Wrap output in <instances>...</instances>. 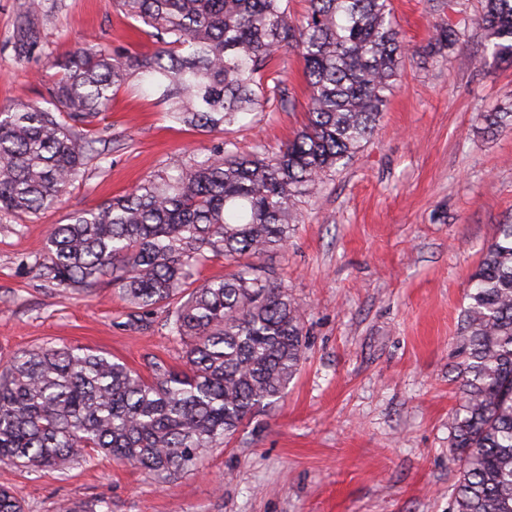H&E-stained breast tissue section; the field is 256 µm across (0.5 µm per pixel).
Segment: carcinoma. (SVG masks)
<instances>
[{
	"label": "carcinoma",
	"mask_w": 512,
	"mask_h": 512,
	"mask_svg": "<svg viewBox=\"0 0 512 512\" xmlns=\"http://www.w3.org/2000/svg\"><path fill=\"white\" fill-rule=\"evenodd\" d=\"M149 28L143 55L96 44L55 70L41 104L0 108V213L37 215L58 206L104 155L95 126L133 75L158 91L170 119L224 133L286 105L274 56L302 59L306 121L275 154L258 142L239 154L224 141L128 193L72 213L49 233L43 275L81 292L112 274L138 310L171 307L184 369L153 365L146 378L104 354L68 346L25 350L0 364V464L64 472L104 454L165 483L232 437L254 407L279 400L306 348L300 305L258 261L288 245L311 186L344 165L372 133L399 76L406 47L391 0H108ZM474 23L488 51L512 64V0H485ZM39 37L16 31L19 61ZM489 130L512 111L483 112ZM230 272L190 289L205 253ZM455 338L458 404L448 417L459 462L452 512H512V224L499 225L475 272ZM0 512H24L0 488Z\"/></svg>",
	"instance_id": "obj_1"
}]
</instances>
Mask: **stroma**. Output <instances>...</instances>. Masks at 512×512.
I'll return each mask as SVG.
<instances>
[{
    "label": "stroma",
    "instance_id": "1",
    "mask_svg": "<svg viewBox=\"0 0 512 512\" xmlns=\"http://www.w3.org/2000/svg\"><path fill=\"white\" fill-rule=\"evenodd\" d=\"M28 3L0 0V105L40 101L45 54L63 58L86 41L154 48L106 0H38L32 14ZM392 8L408 55L372 135L303 197L287 248L261 261L303 308L305 359L284 397L170 483L105 456L63 474L0 465V486L26 512L101 499L112 512H451L453 338L471 272L512 223V128L484 133L479 115L512 105V66L487 53L472 23L482 0ZM24 17L40 47L21 65L11 42ZM445 27L459 41L425 57ZM273 67L291 106L270 97L223 134L171 122L158 93L130 79L99 122L112 137L107 161L90 163L58 208L0 213V359L66 345L146 377L156 361L180 367L164 308L135 310L108 277L68 296L39 277L47 232L222 142L278 152L304 121L308 90L295 51Z\"/></svg>",
    "mask_w": 512,
    "mask_h": 512
}]
</instances>
